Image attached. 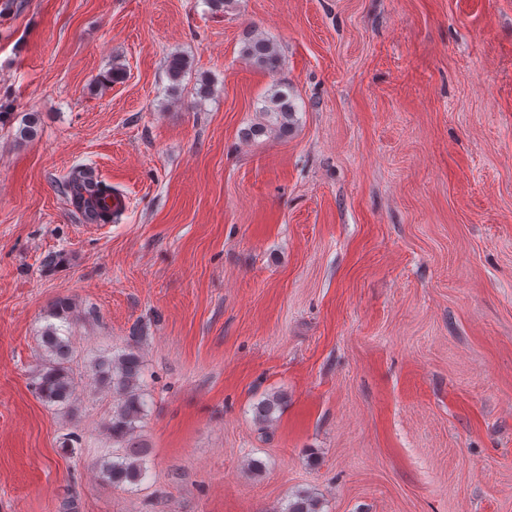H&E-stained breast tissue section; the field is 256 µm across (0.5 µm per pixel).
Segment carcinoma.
Wrapping results in <instances>:
<instances>
[{"mask_svg": "<svg viewBox=\"0 0 512 512\" xmlns=\"http://www.w3.org/2000/svg\"><path fill=\"white\" fill-rule=\"evenodd\" d=\"M242 55L259 68L273 72L280 67L281 58L274 44L265 37H248L242 47ZM167 73L175 85H180L191 71V63L181 54H173L167 60ZM263 121L249 129V134L259 136L273 129L283 132L293 120L295 108L288 94L275 85L265 97L260 108ZM70 200L88 224L112 222V189L104 185L88 170L74 172L67 182ZM139 337L121 353L110 358L92 361L87 375L95 379L112 394V415L106 425L112 447L97 461L102 478L115 486L139 484L147 474L144 463L145 448L137 440V422L147 412V397L141 384L142 360L138 350ZM46 362L38 383L41 399L48 404L69 406L78 386L77 373L72 367L77 353L69 337L61 327L46 326L41 336ZM284 512H321L320 501L310 494H298L288 502Z\"/></svg>", "mask_w": 512, "mask_h": 512, "instance_id": "carcinoma-1", "label": "carcinoma"}]
</instances>
